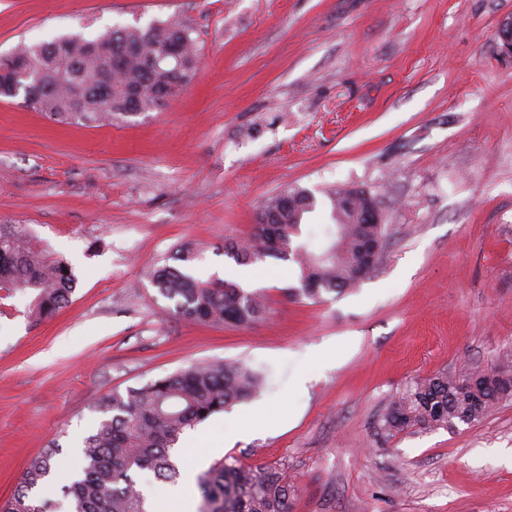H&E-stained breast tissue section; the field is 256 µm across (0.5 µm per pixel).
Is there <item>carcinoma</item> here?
<instances>
[{
    "label": "carcinoma",
    "instance_id": "obj_1",
    "mask_svg": "<svg viewBox=\"0 0 512 512\" xmlns=\"http://www.w3.org/2000/svg\"><path fill=\"white\" fill-rule=\"evenodd\" d=\"M193 33L185 20L170 17L145 28L116 26L96 37L77 33L21 44L8 54L14 75L0 83V96L21 95L28 107L70 124L157 111L160 93L174 97L193 76ZM326 196L337 231L322 252L295 245L305 215L316 208L315 197L305 189L286 188L260 205L275 223L255 225L249 244H227L224 254L239 264L268 257L296 262L304 272L296 292L309 297L357 285L353 266L360 248L385 235V225L361 223L376 198L357 188H338ZM197 252L182 246L173 256L177 264L150 271L160 295L174 302V315L190 322L245 325L267 314L255 291L218 277L196 279L189 266ZM74 281L69 265L34 246L24 227L0 225V288L34 291L30 313L52 316L69 301ZM456 383L446 373L414 382L392 402L384 428H453L512 397V390L494 383L481 393L482 406L473 408L458 398ZM260 384L256 373L237 362L198 363L99 400L95 409L102 419L83 441L81 470L60 489L69 512H147L135 474L151 470L165 482L176 481L179 470L171 450L184 431L251 399ZM58 451L54 444L31 460L0 512H49L42 490ZM197 486L198 512H289L290 488L276 468L220 459L198 476Z\"/></svg>",
    "mask_w": 512,
    "mask_h": 512
}]
</instances>
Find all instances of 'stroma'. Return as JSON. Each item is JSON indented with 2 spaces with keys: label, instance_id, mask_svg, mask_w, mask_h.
Listing matches in <instances>:
<instances>
[{
  "label": "stroma",
  "instance_id": "35a3bbf8",
  "mask_svg": "<svg viewBox=\"0 0 512 512\" xmlns=\"http://www.w3.org/2000/svg\"><path fill=\"white\" fill-rule=\"evenodd\" d=\"M174 14L197 67L160 110L75 125L0 98V224L76 277L39 322L0 290V501L50 444L57 485L78 473L99 399L229 361L262 387L181 435L179 512L228 457L283 469L290 512H512V398L452 429L383 427L414 381L512 359V0H0V54ZM339 185L375 196L386 231L357 287L311 299L269 258L247 284L267 316L210 326L145 275L192 243L197 278L238 281L225 243L287 186L319 194L300 237L319 249Z\"/></svg>",
  "mask_w": 512,
  "mask_h": 512
}]
</instances>
